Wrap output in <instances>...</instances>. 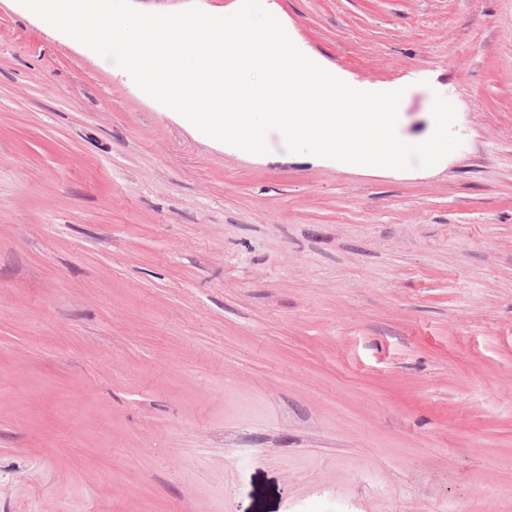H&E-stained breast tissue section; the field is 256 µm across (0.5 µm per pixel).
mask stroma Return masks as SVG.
<instances>
[{"mask_svg":"<svg viewBox=\"0 0 512 512\" xmlns=\"http://www.w3.org/2000/svg\"><path fill=\"white\" fill-rule=\"evenodd\" d=\"M447 162L216 144L0 0V512H512V0H268Z\"/></svg>","mask_w":512,"mask_h":512,"instance_id":"stroma-1","label":"stroma"}]
</instances>
